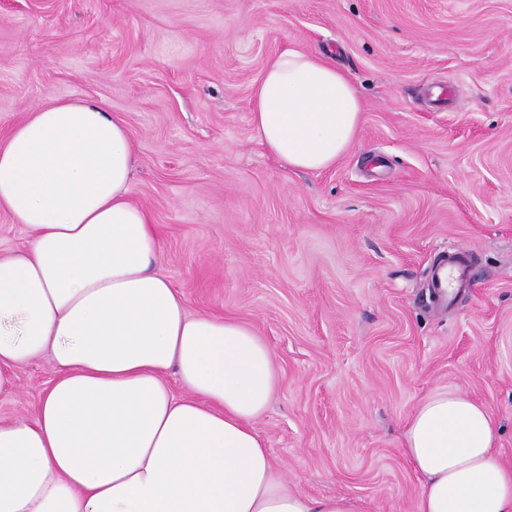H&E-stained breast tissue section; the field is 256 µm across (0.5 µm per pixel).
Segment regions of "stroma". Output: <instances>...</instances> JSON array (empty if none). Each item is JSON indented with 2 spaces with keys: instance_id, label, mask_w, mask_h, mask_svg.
Returning <instances> with one entry per match:
<instances>
[{
  "instance_id": "obj_1",
  "label": "stroma",
  "mask_w": 512,
  "mask_h": 512,
  "mask_svg": "<svg viewBox=\"0 0 512 512\" xmlns=\"http://www.w3.org/2000/svg\"><path fill=\"white\" fill-rule=\"evenodd\" d=\"M331 52L364 104L346 154L290 173L251 123L284 49ZM103 103L135 143V202L190 315L270 347L256 427L291 487L414 512L401 447L439 388L482 403L512 463V0H0V135ZM462 253L450 305L430 273ZM0 419L34 418L49 358ZM460 257L458 254H455L451 257H449L444 263L437 266L432 273V285L433 288H440V270L445 265L448 264V266L451 267V272L449 276L452 277L453 280H455L458 284L457 288H464L468 284V270L465 268L463 263L457 261V258Z\"/></svg>"
}]
</instances>
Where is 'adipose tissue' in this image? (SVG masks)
<instances>
[{"mask_svg":"<svg viewBox=\"0 0 512 512\" xmlns=\"http://www.w3.org/2000/svg\"><path fill=\"white\" fill-rule=\"evenodd\" d=\"M362 111L330 54L287 49L254 89L251 122L282 168L319 173ZM134 157L126 123L89 100L38 107L0 139V210L30 236L0 255V397L42 355L54 373L35 420L0 421V512H360L285 482L254 426L275 390L271 350L236 319L190 316L155 271ZM497 433L466 395L427 396L402 444L417 512H512Z\"/></svg>","mask_w":512,"mask_h":512,"instance_id":"ef3b65f1","label":"adipose tissue"}]
</instances>
